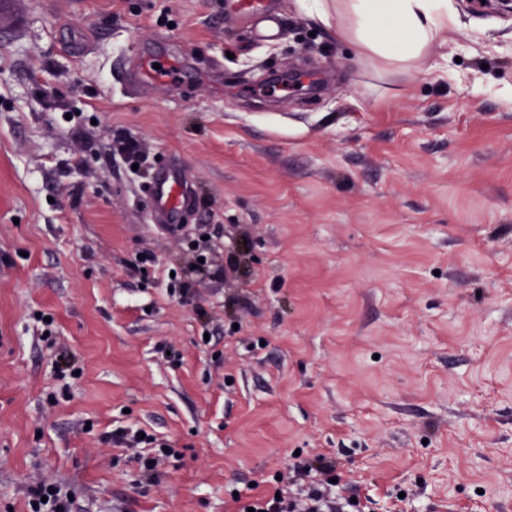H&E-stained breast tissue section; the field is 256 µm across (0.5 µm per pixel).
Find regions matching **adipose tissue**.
<instances>
[{
	"label": "adipose tissue",
	"instance_id": "adipose-tissue-1",
	"mask_svg": "<svg viewBox=\"0 0 512 512\" xmlns=\"http://www.w3.org/2000/svg\"><path fill=\"white\" fill-rule=\"evenodd\" d=\"M310 15L382 69H422L429 46L460 25L454 0H313Z\"/></svg>",
	"mask_w": 512,
	"mask_h": 512
}]
</instances>
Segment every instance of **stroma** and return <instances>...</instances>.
I'll list each match as a JSON object with an SVG mask.
<instances>
[{
	"label": "stroma",
	"instance_id": "35a3bbf8",
	"mask_svg": "<svg viewBox=\"0 0 512 512\" xmlns=\"http://www.w3.org/2000/svg\"><path fill=\"white\" fill-rule=\"evenodd\" d=\"M13 2L0 512L40 482L72 512H236L322 456L370 512H512V14L455 0L427 69L387 72L312 0H275L270 40L224 0ZM154 45L180 69L133 84ZM162 164L193 190L174 224Z\"/></svg>",
	"mask_w": 512,
	"mask_h": 512
}]
</instances>
